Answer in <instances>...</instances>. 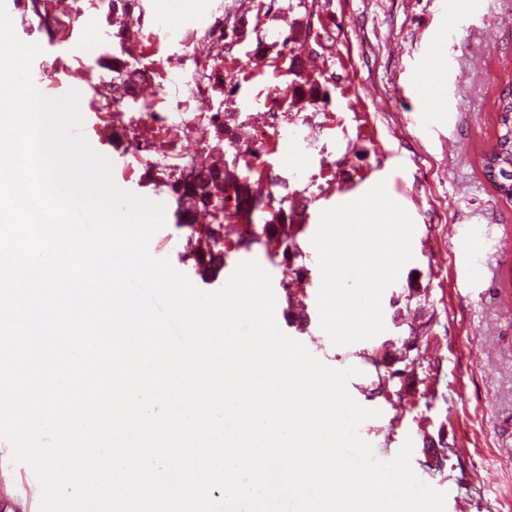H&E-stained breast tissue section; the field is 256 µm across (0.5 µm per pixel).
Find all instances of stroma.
Returning <instances> with one entry per match:
<instances>
[{"label":"stroma","instance_id":"obj_1","mask_svg":"<svg viewBox=\"0 0 512 512\" xmlns=\"http://www.w3.org/2000/svg\"><path fill=\"white\" fill-rule=\"evenodd\" d=\"M108 2L73 0L65 22L52 0L36 10L30 0L6 6L20 8L35 32L38 89L49 97L80 91L83 132L112 160L116 184L164 205L166 223L150 240L151 255L169 259L207 292L223 287L239 262L257 260L272 277L279 328L329 366L359 369L348 390L381 412L359 427L378 459H393L412 440V467L445 492V512H512V203L485 179L480 159L495 142L497 78L512 72V0H305L295 8L276 0L261 28L267 42L305 23L334 37L307 66L315 79L329 81V103L296 106L282 97L293 80L289 59L254 57L248 42L223 53L239 83L234 97L219 101L194 82L193 47L225 14L250 11L252 0H140L129 45L153 68L150 117L139 102L113 101L110 72L95 89L77 76L111 50L121 27ZM434 79L443 88L438 99L422 91ZM219 109L240 125L245 143L266 132L260 163L282 179L273 195L306 203L297 234L304 278L294 288L282 287L291 269L257 245L227 251L219 273L204 277L185 258L190 230L178 225L168 188L142 180L149 164L212 154L203 130ZM116 112L138 130L140 148L109 137ZM381 181L414 221L413 259L383 294L385 331L337 347L320 327L321 274L311 238L323 210ZM413 331L414 350L401 354ZM377 352L397 355L404 371L379 395L370 361ZM442 446L451 452L432 466ZM34 479L0 441V491L16 512H39V494L27 491Z\"/></svg>","mask_w":512,"mask_h":512}]
</instances>
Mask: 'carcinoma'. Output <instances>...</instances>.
Returning <instances> with one entry per match:
<instances>
[{"label":"carcinoma","instance_id":"obj_1","mask_svg":"<svg viewBox=\"0 0 512 512\" xmlns=\"http://www.w3.org/2000/svg\"><path fill=\"white\" fill-rule=\"evenodd\" d=\"M270 8L261 0L256 5L253 19L233 16L230 24L221 30L220 39L224 46L230 48L239 42L247 41L252 35L259 34V28L264 18L268 17ZM118 39L112 53L101 57L98 66L112 72V99L136 97L137 87L142 72L133 68L130 59L133 54L126 44L122 33L114 34ZM324 35L313 32L310 25H300L290 30L282 40V48L289 44H298L306 48L309 41L322 43ZM197 74L207 83L208 90L218 93L225 98L232 96L238 88L233 75L224 71L222 53H217L196 63ZM290 71L295 76L291 82V94L294 97L316 98L327 103L330 100V88L308 76L303 75L304 66L299 56L291 59ZM496 124L499 134L492 147L482 155V169L485 177L502 198L512 201V99L505 96L499 98L496 111ZM209 126L213 128L214 139L217 140L215 149L226 145L235 150H243V154L257 158L261 149L242 148L236 127L221 118L217 112L210 117ZM247 174L238 176L230 173L226 163L217 160L211 165H198L187 161L180 168H171L165 164H155L151 168L152 176L169 188L178 207L182 208V220H188L189 210L184 208L188 203L194 209H202L210 217L206 229L198 232L207 240L208 255L204 256L197 249L187 252L200 264L208 265L213 262L212 247L217 245L214 238L216 230L224 229L226 224L239 227V235L234 248H249L261 243V238L268 231V225H278V237L282 240V248L278 251L283 261L289 263L299 255L296 241V231L293 229V217L301 204L293 197H283L275 200L269 187L279 184V177L272 170L255 169V164L245 163ZM265 215L264 225L257 228L254 215Z\"/></svg>","mask_w":512,"mask_h":512}]
</instances>
